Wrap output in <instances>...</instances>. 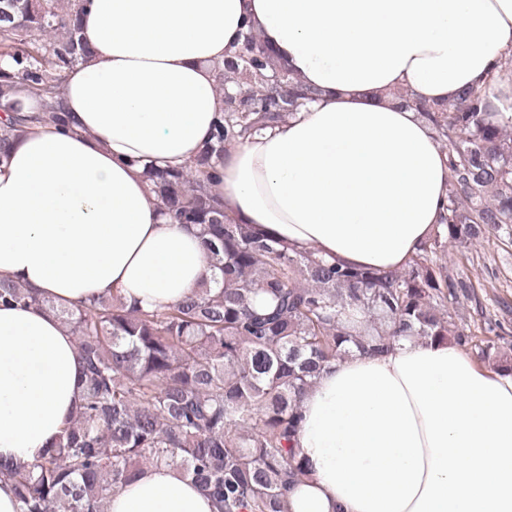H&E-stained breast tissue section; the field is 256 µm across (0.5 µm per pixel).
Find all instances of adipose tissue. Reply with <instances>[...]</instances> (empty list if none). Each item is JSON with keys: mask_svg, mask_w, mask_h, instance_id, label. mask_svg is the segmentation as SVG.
<instances>
[{"mask_svg": "<svg viewBox=\"0 0 512 512\" xmlns=\"http://www.w3.org/2000/svg\"><path fill=\"white\" fill-rule=\"evenodd\" d=\"M67 75L69 130L36 126L0 163V277L63 304L166 308L209 278L201 239L163 215L141 162L183 167L224 110L214 66L246 31L320 98L229 145L225 212L353 267L399 269L443 213L448 168L397 102L485 88L504 112L512 0H91ZM74 338L53 314L0 307V458L31 463L81 402ZM307 475L289 512H512V370L410 338L326 367L301 402ZM109 512H216L148 466Z\"/></svg>", "mask_w": 512, "mask_h": 512, "instance_id": "1", "label": "adipose tissue"}]
</instances>
